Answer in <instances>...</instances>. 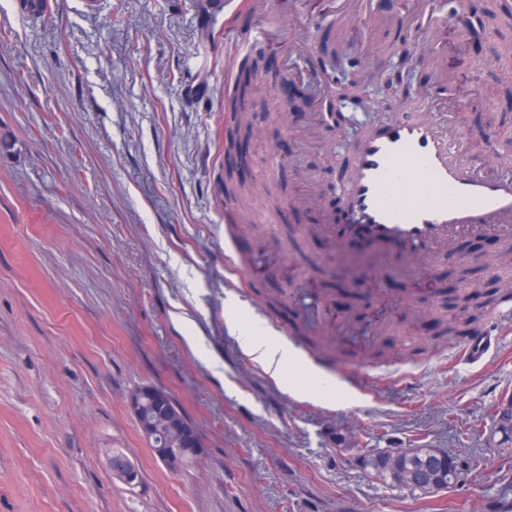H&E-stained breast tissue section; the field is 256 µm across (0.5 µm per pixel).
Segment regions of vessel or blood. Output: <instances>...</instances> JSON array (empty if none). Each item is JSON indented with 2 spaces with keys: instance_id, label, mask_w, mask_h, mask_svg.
Here are the masks:
<instances>
[{
  "instance_id": "obj_1",
  "label": "vessel or blood",
  "mask_w": 512,
  "mask_h": 512,
  "mask_svg": "<svg viewBox=\"0 0 512 512\" xmlns=\"http://www.w3.org/2000/svg\"><path fill=\"white\" fill-rule=\"evenodd\" d=\"M271 33L267 25H254L237 35L236 49L247 54ZM421 100L425 110L417 117L392 112L362 134L343 196L347 221L323 228L337 243L353 237L374 243L382 254H394L410 275L463 234L512 246V174L460 159L454 152L459 129L432 92H422ZM509 334L511 297L454 356L469 365L484 363L499 338Z\"/></svg>"
}]
</instances>
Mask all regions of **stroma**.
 I'll return each instance as SVG.
<instances>
[{
    "label": "stroma",
    "mask_w": 512,
    "mask_h": 512,
    "mask_svg": "<svg viewBox=\"0 0 512 512\" xmlns=\"http://www.w3.org/2000/svg\"><path fill=\"white\" fill-rule=\"evenodd\" d=\"M309 50L255 48L263 65L242 176L288 209L262 238L229 237L219 203L224 94L236 69L208 0H51L40 18L0 0V512H512V446L493 438L512 397V335L486 366L446 367L442 329L459 276L498 286L491 237H462L413 290L387 257L378 288L348 265L377 258L311 227L335 210L356 142L415 91L448 79L462 156L512 173V94L493 64L512 30H432L431 61L408 18L415 0H373L376 24L342 22L336 0H301ZM346 116L312 140L314 116ZM250 252L225 285L228 251ZM279 289L270 311L264 292ZM324 364L283 377L244 353L246 331L292 328L307 307ZM369 395L346 388L355 361ZM415 371L404 382V371ZM169 394L200 437L163 465L130 399ZM425 446L455 456L459 484L432 496L388 486L359 458ZM139 471L112 478L113 451Z\"/></svg>",
    "instance_id": "stroma-1"
}]
</instances>
